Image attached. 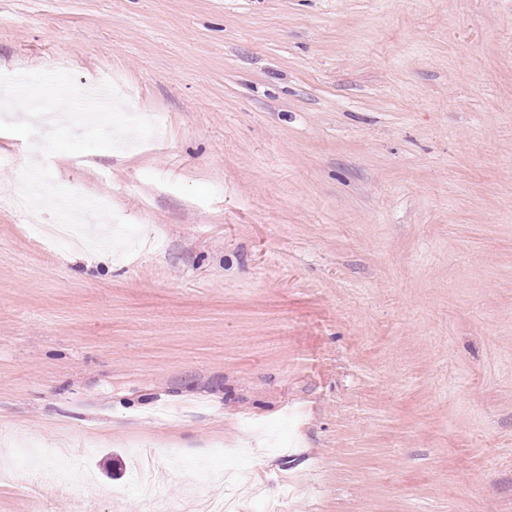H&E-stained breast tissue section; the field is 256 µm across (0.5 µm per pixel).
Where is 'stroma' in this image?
<instances>
[{
  "label": "stroma",
  "mask_w": 512,
  "mask_h": 512,
  "mask_svg": "<svg viewBox=\"0 0 512 512\" xmlns=\"http://www.w3.org/2000/svg\"><path fill=\"white\" fill-rule=\"evenodd\" d=\"M3 87L0 512H512V0H0Z\"/></svg>",
  "instance_id": "stroma-1"
}]
</instances>
